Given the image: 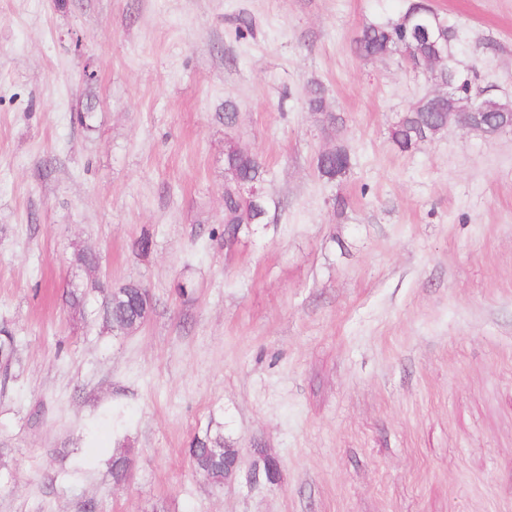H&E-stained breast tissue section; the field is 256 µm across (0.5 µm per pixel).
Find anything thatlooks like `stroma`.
<instances>
[{"label": "stroma", "mask_w": 512, "mask_h": 512, "mask_svg": "<svg viewBox=\"0 0 512 512\" xmlns=\"http://www.w3.org/2000/svg\"><path fill=\"white\" fill-rule=\"evenodd\" d=\"M406 4L0 0V512H512V131L397 148L433 85L354 41ZM430 4L512 102V0ZM228 101L274 217L229 245ZM129 281L154 309L116 336ZM211 425L244 460L220 487L187 456ZM307 106L309 112L320 116V122L322 125L327 122L328 125H331V127L334 128V130L336 129L339 118L336 114L327 110L325 105L324 88L320 83L313 82L310 84ZM339 148L343 153V157L336 158V154L334 157H320L318 155L316 159L318 174L328 181L344 176L351 168V157L342 147ZM145 289L135 281L118 288H106L102 304V316L112 328H138L149 316L153 305L151 298L144 296Z\"/></svg>", "instance_id": "stroma-1"}]
</instances>
